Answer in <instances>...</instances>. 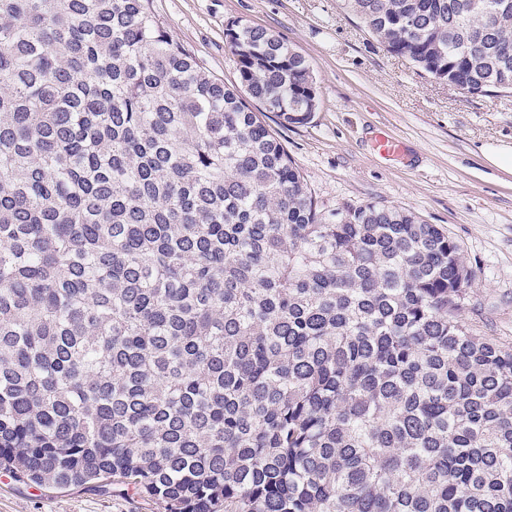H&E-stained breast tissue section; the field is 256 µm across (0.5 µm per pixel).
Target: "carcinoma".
I'll return each instance as SVG.
<instances>
[{"mask_svg": "<svg viewBox=\"0 0 512 512\" xmlns=\"http://www.w3.org/2000/svg\"><path fill=\"white\" fill-rule=\"evenodd\" d=\"M388 53L512 94V0H339ZM236 85L150 0H0V469L164 512H512V347L458 241L319 209L264 120L308 59L227 29Z\"/></svg>", "mask_w": 512, "mask_h": 512, "instance_id": "carcinoma-1", "label": "carcinoma"}]
</instances>
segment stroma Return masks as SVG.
Segmentation results:
<instances>
[{"label": "stroma", "instance_id": "stroma-1", "mask_svg": "<svg viewBox=\"0 0 512 512\" xmlns=\"http://www.w3.org/2000/svg\"><path fill=\"white\" fill-rule=\"evenodd\" d=\"M169 34L225 82L235 64L225 28L244 20L270 29L309 60L319 108L276 133L323 210L379 203L447 228L475 273L464 321L512 346V174L493 169L483 147L512 143V96H471L420 75L390 55L338 0H152ZM401 140L380 156L376 135ZM0 512H164L134 494L0 482Z\"/></svg>", "mask_w": 512, "mask_h": 512}]
</instances>
